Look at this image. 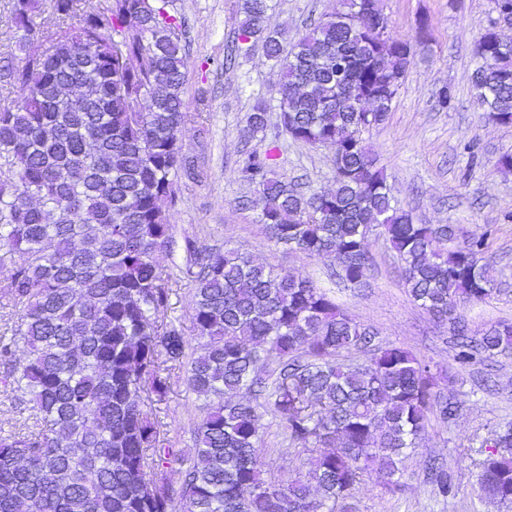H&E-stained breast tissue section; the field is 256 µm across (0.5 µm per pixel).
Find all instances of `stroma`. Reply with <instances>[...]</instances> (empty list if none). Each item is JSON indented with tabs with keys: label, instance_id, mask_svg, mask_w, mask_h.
Masks as SVG:
<instances>
[{
	"label": "stroma",
	"instance_id": "stroma-1",
	"mask_svg": "<svg viewBox=\"0 0 512 512\" xmlns=\"http://www.w3.org/2000/svg\"><path fill=\"white\" fill-rule=\"evenodd\" d=\"M241 0H171L187 32L189 67L185 96L187 118L182 153L187 160L177 181V201L168 206L173 244L157 257L177 278L165 319L194 339V284L183 278L187 246L239 248L277 272L310 275L347 313L376 333L379 345L412 351L434 368L454 367L450 324L438 321L411 299L393 252L383 239L370 238L368 284L354 288L331 274V261L309 258L270 239L251 205L253 187L241 177L247 152L264 150L267 139L250 136L246 118L257 99L269 105L268 122L278 121L280 71L261 45L239 51ZM271 26L296 31L342 7V0H270ZM388 32L414 44L408 72L387 120L365 132L367 147L386 169L393 194L426 224L452 226L458 238L486 233L487 252L496 261L504 293L460 310L471 335L490 325L512 322V169L500 166L512 153V126L489 122L473 98L470 76L477 65L473 47L494 19L492 0H380ZM427 22L425 43H417L420 22ZM449 87L448 108L438 91ZM280 175L311 190H325L335 177L333 155L280 135ZM169 392L154 412L161 434L176 453L195 454L194 427L205 397L190 391L185 371H167ZM462 409L452 422L431 420L421 446L407 458L399 490H389L376 468L364 472L354 492V512H512L486 498L479 487V443L491 431L512 425V355L461 370L457 384ZM258 462L277 479L294 476L309 450L289 446L284 424L265 415ZM443 463L455 487L443 496L429 483L432 461Z\"/></svg>",
	"mask_w": 512,
	"mask_h": 512
}]
</instances>
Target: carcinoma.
<instances>
[{
    "instance_id": "obj_1",
    "label": "carcinoma",
    "mask_w": 512,
    "mask_h": 512,
    "mask_svg": "<svg viewBox=\"0 0 512 512\" xmlns=\"http://www.w3.org/2000/svg\"><path fill=\"white\" fill-rule=\"evenodd\" d=\"M169 0H51L61 23L43 45L37 0H13L20 57L0 67L19 99L0 106V249L18 309L0 339V382L21 393L37 430L0 436V512H350L362 474L378 463L399 486L404 459L431 418L452 420L425 361L346 315L298 272L276 274L233 248L188 249L195 283L194 350L164 321L171 276L156 263L173 226L162 203L184 163L188 69L182 18ZM268 0H244L240 44L261 42L280 66L278 122L300 143L332 151L334 187L304 192L276 174V145L249 154L259 222L270 238L336 260L364 283L368 241L389 242L414 302L449 319L460 364L512 351V323L468 336L465 303L497 293L481 237L418 224L399 204L363 134L391 111L412 55L379 0H344L293 35L268 25ZM471 74L478 106L512 125V42L487 29ZM267 127V105L248 116ZM23 345L27 355L16 359ZM369 353L361 364L351 354ZM210 398L194 429L195 457L165 443L152 406L168 391L165 364ZM288 442L314 448L306 474L267 478L257 463L263 417ZM482 491L512 502V427L481 441ZM180 465L179 485L167 471Z\"/></svg>"
}]
</instances>
